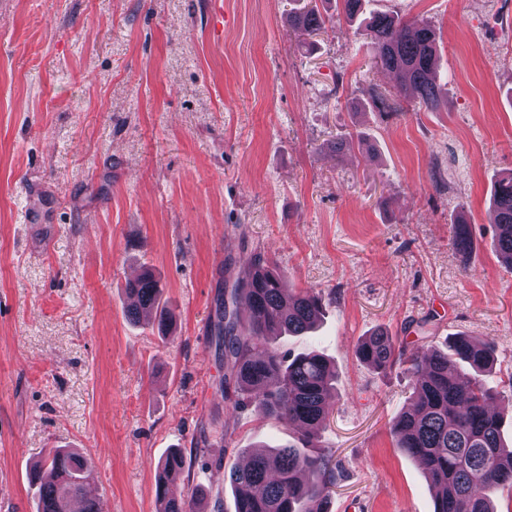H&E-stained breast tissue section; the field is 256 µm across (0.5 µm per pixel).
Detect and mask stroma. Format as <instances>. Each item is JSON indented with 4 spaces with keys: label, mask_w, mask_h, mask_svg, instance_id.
I'll return each mask as SVG.
<instances>
[{
    "label": "stroma",
    "mask_w": 512,
    "mask_h": 512,
    "mask_svg": "<svg viewBox=\"0 0 512 512\" xmlns=\"http://www.w3.org/2000/svg\"><path fill=\"white\" fill-rule=\"evenodd\" d=\"M309 2L0 0V512H35L29 470L57 447L81 449L103 512H155L173 448L188 467L175 492L233 512L218 472L300 441L224 392L214 325L258 253L324 297L317 327L276 346L336 366L331 512H433L389 434L412 380L355 354L376 330L409 351L494 343L485 380L512 434V268L490 222L512 173V0H371L435 29V110L331 0L323 30L294 32ZM34 185L42 221L25 224ZM148 268L175 312L165 335L125 317ZM452 245L456 253L462 258L463 268L469 267L471 259V234L467 222L455 223L450 228Z\"/></svg>",
    "instance_id": "1"
}]
</instances>
